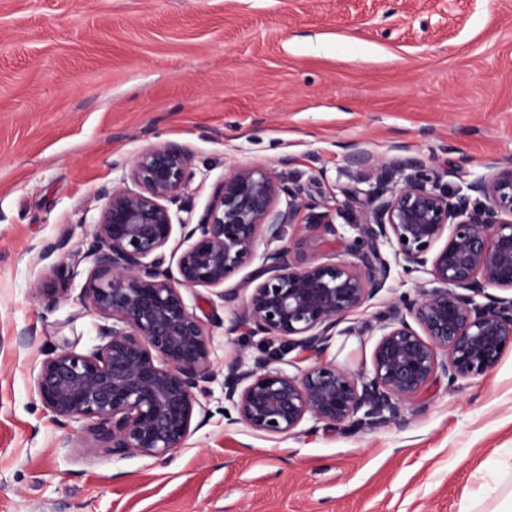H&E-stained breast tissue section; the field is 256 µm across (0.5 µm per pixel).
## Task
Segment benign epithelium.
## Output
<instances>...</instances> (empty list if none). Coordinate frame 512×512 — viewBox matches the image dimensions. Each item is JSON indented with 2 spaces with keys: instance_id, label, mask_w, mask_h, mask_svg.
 Returning <instances> with one entry per match:
<instances>
[{
  "instance_id": "7a95c632",
  "label": "benign epithelium",
  "mask_w": 512,
  "mask_h": 512,
  "mask_svg": "<svg viewBox=\"0 0 512 512\" xmlns=\"http://www.w3.org/2000/svg\"><path fill=\"white\" fill-rule=\"evenodd\" d=\"M347 176L371 183L374 206L335 257L290 259L285 228L299 222L336 234L328 212L306 217L302 190L265 166L228 169L197 222L171 206L194 177L183 148L140 151L104 200L83 257L92 259L82 304L105 323L88 353L49 354L34 377L43 408L62 426L88 422L112 454L171 460L209 416L199 396L216 373L206 322L184 292L224 284L258 263L225 332L279 340L314 358L296 374L263 349L224 373V418L267 437L356 430L401 420L407 403L444 376L448 387L494 369L512 349V164L467 185L440 183L420 158L382 163L351 155ZM477 193L484 202L471 200ZM286 206H281V202ZM184 246L176 266L165 249ZM265 244L258 251L259 243ZM393 250L386 259L381 246ZM430 276L428 288L376 316L370 368L354 373L323 359L338 326L387 289L391 263ZM310 427L303 428L304 424Z\"/></svg>"
}]
</instances>
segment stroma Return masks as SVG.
I'll use <instances>...</instances> for the list:
<instances>
[{
  "label": "stroma",
  "mask_w": 512,
  "mask_h": 512,
  "mask_svg": "<svg viewBox=\"0 0 512 512\" xmlns=\"http://www.w3.org/2000/svg\"><path fill=\"white\" fill-rule=\"evenodd\" d=\"M187 147V205L225 172L261 164L329 202L337 235L295 224L307 261L343 252L370 209L349 155L418 157L452 186L512 163V0H0V512H491L512 470V351L484 376L432 383L404 420L268 438L212 412L169 463L60 427L33 381L46 353L100 343L74 263L97 193L141 150ZM75 273L55 299L37 253L61 235ZM429 280L393 265L388 291L350 317L325 357L370 363L378 314ZM33 342L17 347L22 328ZM261 337L211 330L216 371Z\"/></svg>",
  "instance_id": "35a3bbf8"
}]
</instances>
